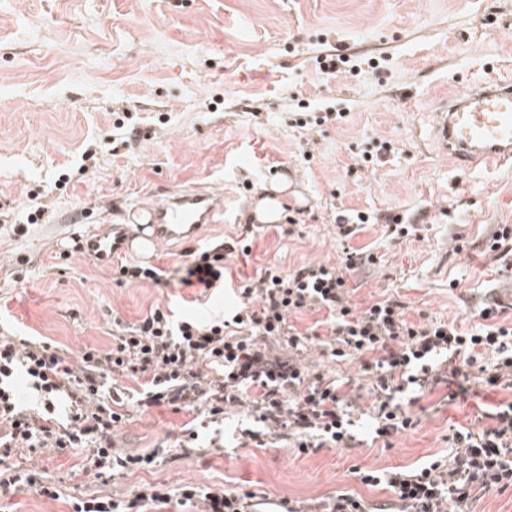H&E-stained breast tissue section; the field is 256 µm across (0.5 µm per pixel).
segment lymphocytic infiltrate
<instances>
[{
	"instance_id": "1",
	"label": "lymphocytic infiltrate",
	"mask_w": 512,
	"mask_h": 512,
	"mask_svg": "<svg viewBox=\"0 0 512 512\" xmlns=\"http://www.w3.org/2000/svg\"><path fill=\"white\" fill-rule=\"evenodd\" d=\"M255 227L244 224L228 241L190 251L188 264L165 269L135 262L121 265V284L149 282L210 291L224 284L225 260L251 254ZM345 250L340 265L302 264L285 271L276 265L256 270L238 287L239 309L231 319H174L154 307L122 328L108 350L69 352L28 336H0V488L24 489L65 500L71 512H138L172 499L200 503L201 512H369L361 497L346 490L316 503L287 498L268 501L252 491L211 486L169 488L145 484L127 500L94 494H66L44 473L17 466L24 454L87 448L94 478L109 482L126 470L149 469L158 455L124 454L114 435L126 420L125 407L143 412L158 405L173 411L204 410L210 422L229 408H245L257 429L244 430L248 444L266 447L294 440L298 454L324 447L350 448L357 438L351 417L360 410L352 382L312 372L304 360L311 350L329 358L359 359L375 399L368 414L374 434L388 438L416 428L410 405L442 382L466 395L473 385L512 387V325L498 322L501 302L492 297L468 330L430 318L413 322L404 302L388 297L360 308L350 299L346 277L366 263ZM319 312L305 331L288 322L299 311ZM24 379L34 406H23L16 388ZM144 379L133 394L120 379ZM453 459L435 456L417 468L358 470L367 486H386L391 512H472L476 492L512 488V403L491 414L487 425L455 431Z\"/></svg>"
}]
</instances>
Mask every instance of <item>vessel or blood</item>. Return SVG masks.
I'll use <instances>...</instances> for the list:
<instances>
[{"mask_svg":"<svg viewBox=\"0 0 512 512\" xmlns=\"http://www.w3.org/2000/svg\"><path fill=\"white\" fill-rule=\"evenodd\" d=\"M434 114L440 148L458 166L512 164L511 73L471 84L436 106ZM223 213V197L197 186L180 187L149 206L130 208L122 221L91 225L80 234L78 244L100 263L128 252L150 260L161 241L194 239L203 225Z\"/></svg>","mask_w":512,"mask_h":512,"instance_id":"1","label":"vessel or blood"}]
</instances>
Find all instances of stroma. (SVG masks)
<instances>
[{"mask_svg": "<svg viewBox=\"0 0 512 512\" xmlns=\"http://www.w3.org/2000/svg\"><path fill=\"white\" fill-rule=\"evenodd\" d=\"M325 45L387 63L326 80L313 62ZM496 62L512 63V0H0V334L106 349L113 319L131 324L156 305L178 318H228L238 284L265 263L286 271L337 265L347 247L373 257L348 278L358 307L393 297L412 321L468 328L492 291L507 304L501 319L512 322V278L485 250L497 225L512 224V167L459 169L433 135V109ZM298 100H341L349 114L300 129ZM120 132L129 144L113 147ZM383 140L391 152L354 167L362 149ZM89 147L98 161L87 168L81 156ZM286 169L305 201L302 223L290 237L261 225L249 259H228L230 283L207 296L176 284L118 283L112 266L61 247L164 188L223 190V223L157 246L156 265H183L189 248L236 236L260 186ZM35 204L45 209L42 223L15 238L13 225ZM348 210L396 213L417 231L394 236L367 224L344 243L336 217ZM19 254L26 265L15 264ZM447 393L442 386L424 396L418 426L386 443L365 417L353 448L305 456L283 442L243 448L247 422L232 410L223 448L184 456L176 444L193 413L155 407L132 414L114 437L132 455L170 447L153 469L104 484L87 472L85 449L47 451L32 464L75 496L128 499L151 482L221 485L275 500L350 490L379 507L388 491L362 485L355 468H413L451 453L456 428L512 401L505 387L475 386L453 401Z\"/></svg>", "mask_w": 512, "mask_h": 512, "instance_id": "35a3bbf8", "label": "stroma"}]
</instances>
